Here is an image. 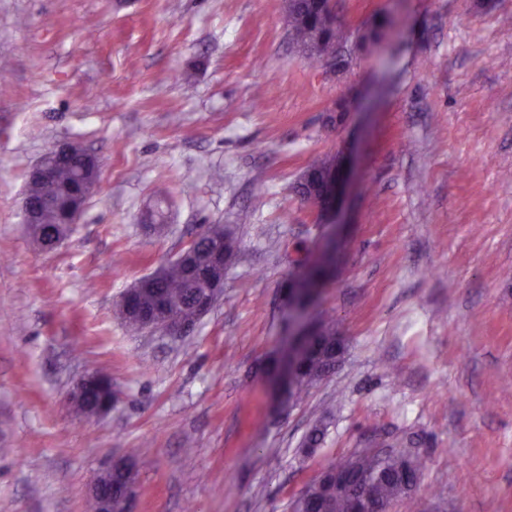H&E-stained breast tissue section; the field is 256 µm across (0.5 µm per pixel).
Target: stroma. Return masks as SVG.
<instances>
[{"label":"stroma","mask_w":512,"mask_h":512,"mask_svg":"<svg viewBox=\"0 0 512 512\" xmlns=\"http://www.w3.org/2000/svg\"><path fill=\"white\" fill-rule=\"evenodd\" d=\"M287 7L0 0V512H86L121 455L134 512H291L333 464L404 446L420 477L390 512H512V0H337L344 26L390 29L334 75L289 44ZM67 142L100 182L45 252L21 203ZM326 157L345 182L321 214L292 187ZM205 224L239 244L223 299L188 336L130 333L123 293ZM300 241L332 274L299 318ZM327 316L341 363L279 398ZM96 370L113 405L86 419L66 397Z\"/></svg>","instance_id":"35a3bbf8"}]
</instances>
